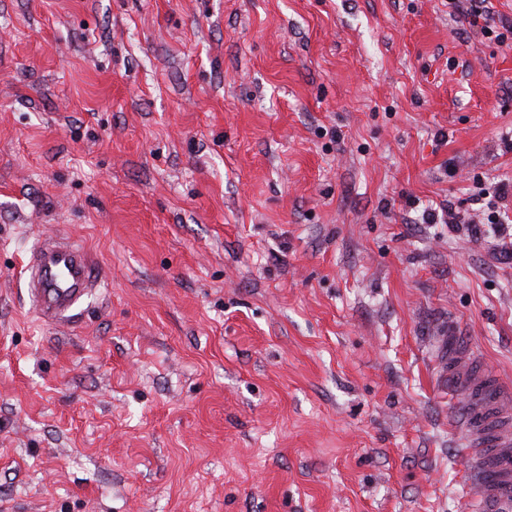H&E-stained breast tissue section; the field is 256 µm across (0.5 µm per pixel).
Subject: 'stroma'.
Wrapping results in <instances>:
<instances>
[{"instance_id":"stroma-1","label":"stroma","mask_w":512,"mask_h":512,"mask_svg":"<svg viewBox=\"0 0 512 512\" xmlns=\"http://www.w3.org/2000/svg\"><path fill=\"white\" fill-rule=\"evenodd\" d=\"M486 6L0 0V512H468L448 325L512 386ZM46 233L105 282L57 326ZM484 2H486V0H451L449 4L455 13H461L468 17L470 26L480 28V30L489 33L491 27L488 24L489 16L486 6L483 5ZM466 4H468V6H465ZM480 19L483 20L481 26H479Z\"/></svg>"}]
</instances>
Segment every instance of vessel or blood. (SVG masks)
Masks as SVG:
<instances>
[{"mask_svg":"<svg viewBox=\"0 0 512 512\" xmlns=\"http://www.w3.org/2000/svg\"><path fill=\"white\" fill-rule=\"evenodd\" d=\"M26 272L30 305L50 325L65 323L100 285L91 254L61 236L38 241ZM448 398L465 407L471 512H512V387L479 366L453 329L448 332Z\"/></svg>","mask_w":512,"mask_h":512,"instance_id":"b4317fda","label":"vessel or blood"}]
</instances>
